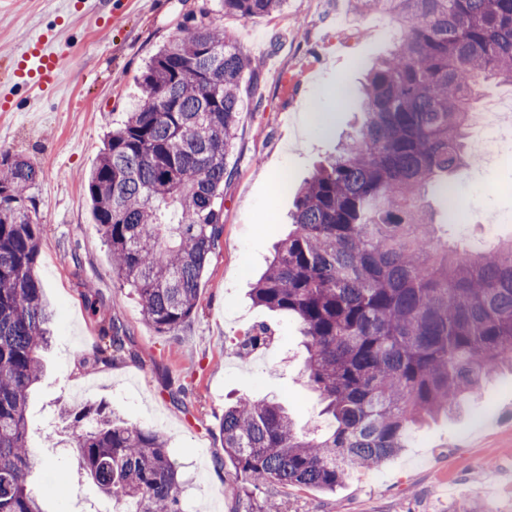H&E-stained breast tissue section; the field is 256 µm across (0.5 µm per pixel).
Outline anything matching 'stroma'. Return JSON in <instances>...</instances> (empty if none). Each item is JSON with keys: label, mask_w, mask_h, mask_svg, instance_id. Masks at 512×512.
I'll use <instances>...</instances> for the list:
<instances>
[{"label": "stroma", "mask_w": 512, "mask_h": 512, "mask_svg": "<svg viewBox=\"0 0 512 512\" xmlns=\"http://www.w3.org/2000/svg\"><path fill=\"white\" fill-rule=\"evenodd\" d=\"M205 4L260 68L243 76L255 94L227 158L221 245L203 273L191 321L162 335L112 273L84 175L105 133L139 103L148 58ZM220 9L219 0H0V96L13 105L0 112V149L41 171L32 190L41 224L36 275L53 313V338L27 418L32 444L51 463L29 479L33 491L53 488L45 512H122L81 476L77 436L58 418L64 407L103 404L133 425L161 431L179 465L187 512H243L242 481L219 435L226 403L269 398L287 407L298 429L325 426L296 322L253 305L249 291L288 232L296 190L356 123L343 96L363 79L355 60L382 57L399 33L387 16L358 12L352 0H286L280 11L250 19ZM42 33L64 55L55 87L45 91L19 84L15 58ZM454 183L453 205L428 198L449 239L512 237V147L477 158ZM452 206L470 223H449ZM88 281L96 315L84 295ZM111 321L124 326L128 351L94 363L100 329ZM261 323L271 329V344L241 355L239 341ZM48 435L54 445L42 447ZM511 463L512 369L505 367L463 413L416 429L398 455L354 472L335 493L273 485L255 490L254 501L272 496L287 512H461L477 500L512 512Z\"/></svg>", "instance_id": "35a3bbf8"}]
</instances>
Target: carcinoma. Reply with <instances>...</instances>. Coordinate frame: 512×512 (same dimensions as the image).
<instances>
[{"label":"carcinoma","instance_id":"carcinoma-1","mask_svg":"<svg viewBox=\"0 0 512 512\" xmlns=\"http://www.w3.org/2000/svg\"><path fill=\"white\" fill-rule=\"evenodd\" d=\"M285 0H222L242 18ZM400 28L391 52L366 68L359 128L297 192L292 230L253 301L294 319L307 383L326 416L317 434L288 410L242 398L224 408V454L252 491L280 484L332 492L406 446L415 427L459 411L498 370L512 367V239L479 249L441 242L425 202L473 163L467 122L481 80L512 85V0H354ZM256 64L202 5L141 76L142 101L107 137L85 176L112 272L155 330L190 321L202 275L224 233L227 156ZM30 162L0 150V512H45L28 477L45 460L26 407L43 373L52 312L35 274L40 224ZM94 360L125 352L112 322ZM269 328L244 336L249 355ZM80 466L125 512H185L162 434L99 407L67 411Z\"/></svg>","mask_w":512,"mask_h":512}]
</instances>
